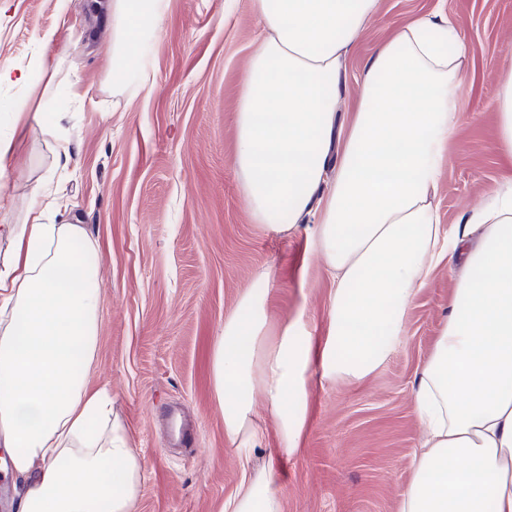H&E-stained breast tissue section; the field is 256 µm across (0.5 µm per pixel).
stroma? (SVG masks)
<instances>
[{"mask_svg": "<svg viewBox=\"0 0 512 512\" xmlns=\"http://www.w3.org/2000/svg\"><path fill=\"white\" fill-rule=\"evenodd\" d=\"M96 0H0V65L24 74L0 85V137L15 142L0 220L22 223L45 176L67 215L97 247L103 288L90 386L112 394L145 463L137 512H221L242 464L224 435L213 394L210 345L242 292L268 293L272 325L301 320L326 332L332 282L306 231L284 237L255 223L234 164L236 111L248 57L263 30L251 0H168L161 34L146 45L153 91H112V30ZM463 18L472 53L436 206L456 224L512 163L493 146L501 63L512 56V0H378L351 50L340 115L351 118L366 59L416 15ZM18 104L38 123L14 131ZM66 142L68 164L56 150ZM454 288L440 265L412 300L404 334L367 379L314 386L298 452L277 455L264 398V444L250 465L275 464L284 512H394L425 438L411 397ZM199 427L197 447L170 442L160 409Z\"/></svg>", "mask_w": 512, "mask_h": 512, "instance_id": "1", "label": "stroma"}]
</instances>
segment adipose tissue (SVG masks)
<instances>
[{"label":"adipose tissue","mask_w":512,"mask_h":512,"mask_svg":"<svg viewBox=\"0 0 512 512\" xmlns=\"http://www.w3.org/2000/svg\"><path fill=\"white\" fill-rule=\"evenodd\" d=\"M378 0H252L264 35L249 57L235 166L253 218L288 236L307 226L332 281L328 325L271 328L267 296L243 292L211 346L224 435L241 457L265 431L293 456L313 379L359 381L393 350L435 268L461 257L448 317L413 393L425 428L394 512H512V179L457 224L434 206L467 47L460 22L422 15L370 56L349 125L337 129L346 59ZM165 0H109L112 89L126 87ZM494 145L512 161V59L501 67ZM0 476L15 512H136L144 462L107 388L87 373L103 288L79 224L0 221ZM224 512H284L274 468L244 471Z\"/></svg>","instance_id":"1"}]
</instances>
